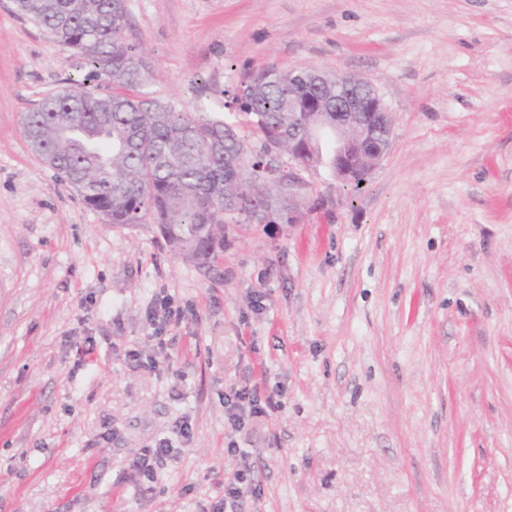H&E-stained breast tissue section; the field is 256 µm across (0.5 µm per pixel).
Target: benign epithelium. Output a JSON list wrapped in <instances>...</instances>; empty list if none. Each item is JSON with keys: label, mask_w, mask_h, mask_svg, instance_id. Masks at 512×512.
I'll list each match as a JSON object with an SVG mask.
<instances>
[{"label": "benign epithelium", "mask_w": 512, "mask_h": 512, "mask_svg": "<svg viewBox=\"0 0 512 512\" xmlns=\"http://www.w3.org/2000/svg\"><path fill=\"white\" fill-rule=\"evenodd\" d=\"M307 82V94L288 95V128L301 129L300 135L288 136V175L272 178L274 195L245 199L238 207L244 221L298 224L305 219L302 200L312 183L304 174L318 171L317 147L325 137L336 143L334 175L342 183L373 172L388 153L390 139L379 138L377 131H391L392 115L372 80L314 69Z\"/></svg>", "instance_id": "1"}]
</instances>
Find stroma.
<instances>
[{
  "instance_id": "35a3bbf8",
  "label": "stroma",
  "mask_w": 512,
  "mask_h": 512,
  "mask_svg": "<svg viewBox=\"0 0 512 512\" xmlns=\"http://www.w3.org/2000/svg\"><path fill=\"white\" fill-rule=\"evenodd\" d=\"M125 36L147 92L229 122L269 67L370 77L390 149L197 266L30 150L87 69L0 0V512H211L238 480L232 512H512V0H127ZM249 405L250 414L260 412L258 407V397L253 389L243 387L238 389L233 394V399L230 396L227 397L225 408L228 414V420L232 422V427L237 428L244 420L245 403ZM174 450L175 448H169L168 444L161 442L156 448L146 450L144 454L136 456L132 460L131 467L144 477H153L154 463L163 459L175 460L176 454Z\"/></svg>"
}]
</instances>
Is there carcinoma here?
<instances>
[{"instance_id": "cac0c4a2", "label": "carcinoma", "mask_w": 512, "mask_h": 512, "mask_svg": "<svg viewBox=\"0 0 512 512\" xmlns=\"http://www.w3.org/2000/svg\"><path fill=\"white\" fill-rule=\"evenodd\" d=\"M15 12L90 68L79 84L23 118L24 135L60 181L111 224H157L168 245L199 265L224 251V224L257 190L271 192L267 143L288 152V72L266 70L231 94L259 147L201 107L188 112L140 91L149 68L126 40V0H13Z\"/></svg>"}]
</instances>
